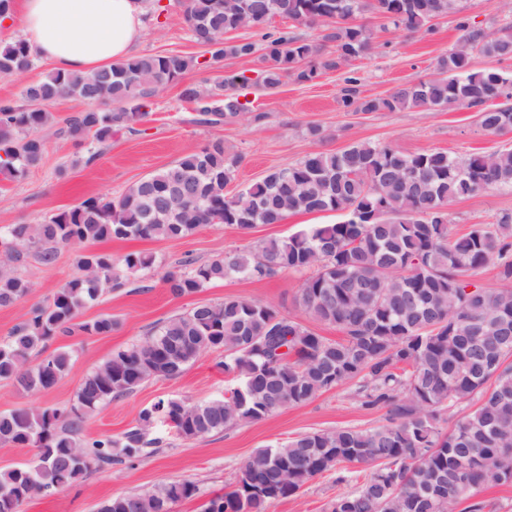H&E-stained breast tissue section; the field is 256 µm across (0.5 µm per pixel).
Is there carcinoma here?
<instances>
[{
    "label": "carcinoma",
    "mask_w": 512,
    "mask_h": 512,
    "mask_svg": "<svg viewBox=\"0 0 512 512\" xmlns=\"http://www.w3.org/2000/svg\"><path fill=\"white\" fill-rule=\"evenodd\" d=\"M287 19L324 28L323 46L282 32L262 36L259 78L275 88L291 74L311 82L321 70H338L367 51L373 32L356 19L377 14L396 28L429 31L433 18L458 11L457 0H289ZM194 40L211 60L250 58V41H226L241 27L255 30L281 16L280 0H180ZM458 51L439 58L437 73L396 88L385 97L360 96L359 79L344 80L340 102L357 112L407 108H473L492 135L512 132V78L476 70L473 54L512 58V33L474 27L462 18ZM37 53L24 39L0 43V77L28 72ZM202 66L180 54L135 55L87 75L52 71L24 86L23 106L0 103V174L24 178L45 153L41 131L56 122L54 103L64 97L89 108L63 121L57 134L87 146L85 165L97 149L150 115L151 98ZM241 74L217 83L224 108L206 102L204 87L187 84L181 99L218 125L245 110ZM238 158L217 139L172 165L130 185L117 197H89L42 224H11L0 230L9 261L26 251L51 265L57 248L108 240H178L207 224L249 231L279 224L298 213L337 212L336 224H314L286 238L257 241L206 262L186 261L163 282L179 298L229 278L264 280L284 271L305 275L298 302L313 320L333 325L336 340L314 333L259 299L226 296L176 315L149 336L112 354L81 380L65 407H20L0 412V445L31 447L35 458L0 470V512H21L36 494L72 485L92 470L132 464L162 444L152 433L170 426L183 440L260 421L319 394L354 384L353 400L384 411L374 428L336 427L300 434L257 450L235 471L230 488L210 498L206 512H267L309 481L336 474L346 482L355 469H370L354 490L329 504L328 512H486L478 494L487 486L512 485V215L494 224L451 231L448 204L490 190L512 191V148L451 155L404 154L385 143L354 141L335 151H314L270 170L233 196L224 195ZM496 261L501 287L467 291L470 278ZM144 252L119 257L85 251L73 276L28 319L0 340V382L17 391H47L71 370L68 351H48L58 336L79 331L106 335L116 322L103 316L78 321L105 285H124L115 272L134 274L153 266ZM32 285L13 269L0 271V308L27 297ZM224 350L229 377L224 398L203 402L160 399L143 408L119 438L86 440L85 422L112 400L149 379L180 375L203 354ZM466 403L472 410L448 413ZM192 481L115 496L97 512H171L192 498Z\"/></svg>",
    "instance_id": "cac0c4a2"
}]
</instances>
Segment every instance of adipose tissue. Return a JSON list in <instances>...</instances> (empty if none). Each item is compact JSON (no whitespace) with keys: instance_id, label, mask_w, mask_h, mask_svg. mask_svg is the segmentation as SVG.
Wrapping results in <instances>:
<instances>
[{"instance_id":"ef3b65f1","label":"adipose tissue","mask_w":512,"mask_h":512,"mask_svg":"<svg viewBox=\"0 0 512 512\" xmlns=\"http://www.w3.org/2000/svg\"><path fill=\"white\" fill-rule=\"evenodd\" d=\"M144 13L143 0H23V27L56 70L86 75L131 55Z\"/></svg>"}]
</instances>
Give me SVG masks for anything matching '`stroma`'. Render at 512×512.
<instances>
[{
	"instance_id": "1",
	"label": "stroma",
	"mask_w": 512,
	"mask_h": 512,
	"mask_svg": "<svg viewBox=\"0 0 512 512\" xmlns=\"http://www.w3.org/2000/svg\"><path fill=\"white\" fill-rule=\"evenodd\" d=\"M163 13L146 10L137 52L141 55L179 53L201 60L210 56L207 46L194 41L178 0H162ZM460 15L438 20L432 31L409 33L371 19L376 31L370 52L353 59L342 69L320 72L308 83L285 77L274 89L258 82L256 58H227L207 69L189 71L185 79L203 86L240 73L252 77L245 91L249 111L229 122L210 126L199 123L192 106L181 101L179 84L168 85L152 100L150 115L135 131L115 136L91 166H84V148L46 129V152L41 164L21 180L0 176V228L11 224H40L58 210L92 196L115 197L148 174L178 160L185 152L220 139L228 155L239 163L225 194L261 180L270 169L303 159L314 151H338L360 140L386 143L404 153L439 150L451 154L491 153L512 147V132L503 136L486 134L475 110L453 111L413 108L397 112H357L345 109L340 90L346 77L360 80L365 97H383L397 86L435 73L438 59L457 43L458 16L489 31L512 32V5L507 0H458ZM262 121H255V114ZM320 128L323 137L312 140L310 127ZM452 230L461 234L473 224L495 223L512 214V192L492 190L476 197L457 200L448 207ZM334 212L294 214L278 224H259L244 232L225 224H210L196 233L173 241L130 240L97 243L98 251L119 256L131 251L153 254V268L131 276L124 288L111 290L82 310L79 319L92 322L112 316L118 326L105 336H61L51 349L70 351L71 371L53 388L34 396L0 383V412L21 406H64L73 402L82 378L112 353L148 335L168 318L199 303H219L224 297L259 299L274 306L315 333L338 338L335 327L310 319L298 304L302 278L286 272L261 281L229 279L209 286L190 297H173L162 282L165 272L177 269L185 257L204 262L215 256L269 238L289 236L310 224H334ZM78 247L59 249L54 264L44 265L28 254L16 266L30 281L33 291L9 308H0V339L23 322L33 305L43 303L76 270ZM223 351L209 352L175 378L152 379L134 393L113 400L88 417L84 434L120 436L134 424L141 409L161 399L199 402L223 397L225 376L218 366ZM349 386L327 391L305 404L280 410L252 423L195 440L166 434L159 450L135 465L118 464L90 474L85 480L50 495H38L23 504L21 512H96L101 501L127 493H141L155 485L191 480L200 487L198 496L176 502L172 512H205L208 500L224 494L236 469L257 449L274 446L305 432L336 427L370 428L382 424L383 413L351 401ZM354 483H335L333 475L315 478L294 497L271 504L268 512H326L337 495L354 490Z\"/></svg>"
}]
</instances>
